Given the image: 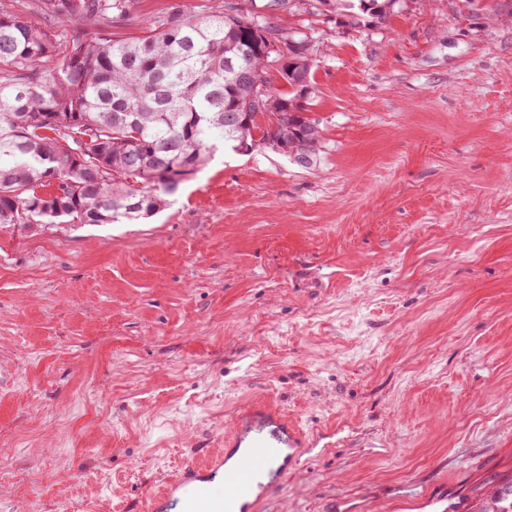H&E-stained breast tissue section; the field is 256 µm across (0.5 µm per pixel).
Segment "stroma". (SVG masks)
Listing matches in <instances>:
<instances>
[{
  "label": "stroma",
  "mask_w": 512,
  "mask_h": 512,
  "mask_svg": "<svg viewBox=\"0 0 512 512\" xmlns=\"http://www.w3.org/2000/svg\"><path fill=\"white\" fill-rule=\"evenodd\" d=\"M174 3L214 8L124 34ZM254 8L312 44L315 166L220 151L140 223L0 227V512H144L254 401L324 440L263 512L512 475V0ZM313 13L322 11L321 5L332 6L336 4V14L346 17L344 23L364 24L377 26L383 24L387 18L401 5V0H313Z\"/></svg>",
  "instance_id": "35a3bbf8"
}]
</instances>
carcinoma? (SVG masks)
<instances>
[{
  "instance_id": "carcinoma-1",
  "label": "carcinoma",
  "mask_w": 512,
  "mask_h": 512,
  "mask_svg": "<svg viewBox=\"0 0 512 512\" xmlns=\"http://www.w3.org/2000/svg\"><path fill=\"white\" fill-rule=\"evenodd\" d=\"M336 2L353 24L377 26L401 0ZM133 0H0V224H113L158 213L180 186L169 175L195 173L215 152L281 135L257 123H225L250 93L248 77L271 70L263 34L305 40L264 21L251 0H222L191 18L175 4L139 35L118 32ZM57 19L90 29L72 38L43 24ZM288 79L279 93L288 135L311 127L306 93ZM475 512H512V480L502 479Z\"/></svg>"
}]
</instances>
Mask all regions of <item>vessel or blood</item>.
Masks as SVG:
<instances>
[{
  "mask_svg": "<svg viewBox=\"0 0 512 512\" xmlns=\"http://www.w3.org/2000/svg\"><path fill=\"white\" fill-rule=\"evenodd\" d=\"M305 445L302 430L279 408L246 405L228 426L223 448L181 465L148 496V512H257ZM404 499L432 512L463 509L424 485L409 487Z\"/></svg>",
  "mask_w": 512,
  "mask_h": 512,
  "instance_id": "vessel-or-blood-1",
  "label": "vessel or blood"
}]
</instances>
